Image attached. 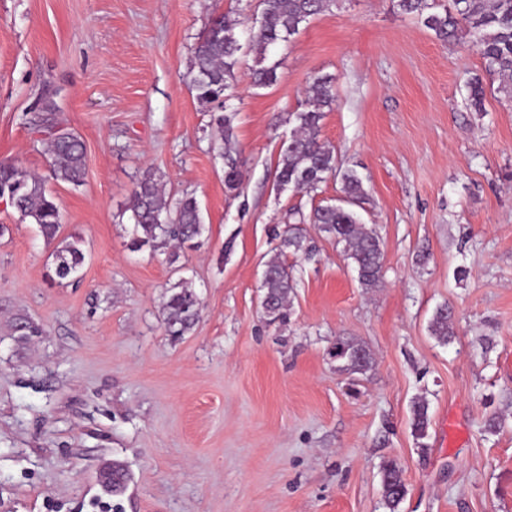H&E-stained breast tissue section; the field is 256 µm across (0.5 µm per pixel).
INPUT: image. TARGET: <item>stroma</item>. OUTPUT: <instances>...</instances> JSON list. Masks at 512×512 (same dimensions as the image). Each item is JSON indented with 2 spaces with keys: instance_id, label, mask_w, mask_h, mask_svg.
<instances>
[{
  "instance_id": "obj_1",
  "label": "stroma",
  "mask_w": 512,
  "mask_h": 512,
  "mask_svg": "<svg viewBox=\"0 0 512 512\" xmlns=\"http://www.w3.org/2000/svg\"><path fill=\"white\" fill-rule=\"evenodd\" d=\"M242 0H0V161L45 176L61 234L80 235V281L53 279L36 225L0 202V512H97L103 460L127 483L111 512H393L380 467L407 488L394 512H512V106L482 111L469 43H443L391 0H338L236 69L238 195L224 186L220 110L190 83L213 18ZM336 103L321 138L368 197L361 220L384 247L383 283L362 288L336 242L307 229L288 320L267 324L262 273L290 209L342 195L277 190L288 120L315 72ZM86 146V177L50 179L38 130L46 102ZM170 199L194 195L209 228L177 263L130 247L124 212L144 170ZM204 310L167 336L171 286ZM453 306L455 334L430 332ZM39 335L22 336L19 320ZM364 344L366 374L330 355ZM429 404L428 436L410 407ZM451 309L448 305L440 306L430 323L431 334L444 344L449 343L454 336ZM382 494L388 507L394 512L407 493L397 463L388 461L382 466Z\"/></svg>"
}]
</instances>
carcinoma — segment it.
<instances>
[{"mask_svg":"<svg viewBox=\"0 0 512 512\" xmlns=\"http://www.w3.org/2000/svg\"><path fill=\"white\" fill-rule=\"evenodd\" d=\"M397 10L420 18L423 25L442 42H469L483 59L490 81L498 82L496 91L512 103V0H452V6L440 0H393ZM335 0H260L258 26L247 32L248 45L265 60L270 50L288 41L310 18L330 9ZM240 20L230 14L214 18L203 38L197 43L191 62V85L198 99L217 102L230 111V90L235 79L243 45L238 28ZM277 80L276 67L261 66L254 72V83L267 87ZM333 78L318 74L309 83L305 99L292 113L295 128L283 146L281 159L273 171L274 185L279 189L292 187L315 192L331 178H339L344 194L343 203L327 204L311 209L309 215L290 213L293 224L284 229L275 226V254L265 266L261 288L267 303L263 314L270 324L287 319L288 298L296 286L293 268L283 260L287 251L305 250L306 236L302 225L313 224L336 243L344 245L346 258L351 261L364 288H376L383 277L384 250L375 230L362 224L351 206L362 200L366 191L362 178L352 169L337 165L333 149L321 139L324 109L335 102ZM471 106L481 110L485 95L483 77L477 75L468 83ZM48 152L52 157L51 175L56 181L79 187L86 173V151L83 140L67 130L64 136H49ZM224 185L232 192L239 188L243 161L232 147L231 116H224ZM11 197V206L24 220L37 225L51 253L55 275L60 280L81 278L85 260L83 239L79 236L59 238L60 208L47 193L45 180L31 174L13 162H0V193ZM131 224V248L135 251L148 246L166 249L171 262L179 259V249L187 242L200 239L207 231L201 210L194 197L171 202L163 191L161 179L146 171L136 181L128 206ZM202 303L197 293L181 281L171 287L164 306L165 330L178 338L199 321ZM430 331L441 343L454 336L451 307L436 309ZM332 356L344 363L345 369L363 373L373 365L370 351L363 345L336 340ZM429 405L425 400L413 402L412 432L418 438L426 435L429 426ZM382 494L392 510L407 493L397 463L382 466Z\"/></svg>","mask_w":512,"mask_h":512,"instance_id":"cac0c4a2","label":"carcinoma"}]
</instances>
